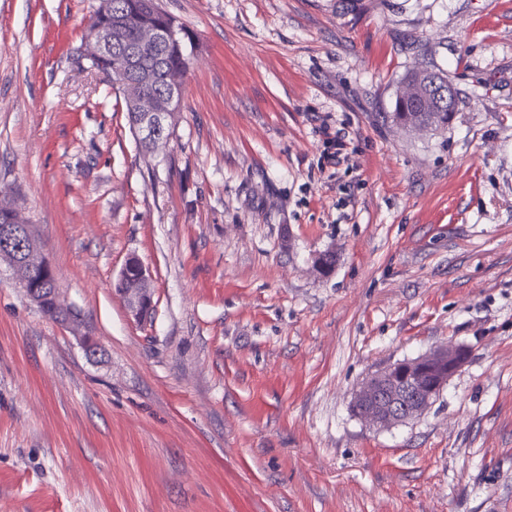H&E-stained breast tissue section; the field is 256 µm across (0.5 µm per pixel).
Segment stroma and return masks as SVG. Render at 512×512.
<instances>
[{
  "label": "stroma",
  "instance_id": "1",
  "mask_svg": "<svg viewBox=\"0 0 512 512\" xmlns=\"http://www.w3.org/2000/svg\"><path fill=\"white\" fill-rule=\"evenodd\" d=\"M161 4L195 50L145 154L74 59L98 0H0V196L102 348L0 263V512H512V0ZM425 62L458 108L396 126ZM445 342L469 357L419 419L353 414ZM323 134L326 136L329 151L327 152V160L334 164L340 165L348 163L350 160L347 150L346 136L340 131H336L334 137L329 135V128L326 124L323 126ZM334 149L332 152L331 150ZM120 276L126 288H116V292L125 300L134 320L138 323L146 322L154 308L149 273L140 261L131 257L126 261Z\"/></svg>",
  "mask_w": 512,
  "mask_h": 512
}]
</instances>
